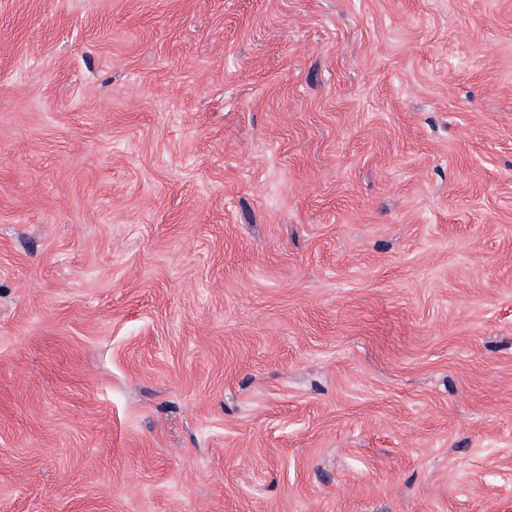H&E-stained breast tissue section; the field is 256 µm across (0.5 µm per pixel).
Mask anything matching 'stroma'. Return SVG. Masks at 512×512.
I'll return each instance as SVG.
<instances>
[{
	"mask_svg": "<svg viewBox=\"0 0 512 512\" xmlns=\"http://www.w3.org/2000/svg\"><path fill=\"white\" fill-rule=\"evenodd\" d=\"M0 512H512V0H0Z\"/></svg>",
	"mask_w": 512,
	"mask_h": 512,
	"instance_id": "stroma-1",
	"label": "stroma"
}]
</instances>
